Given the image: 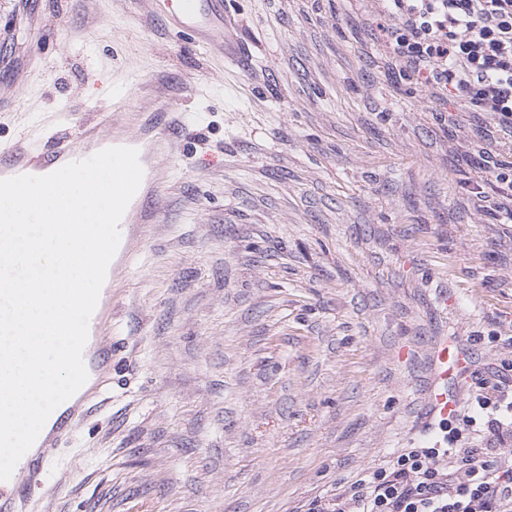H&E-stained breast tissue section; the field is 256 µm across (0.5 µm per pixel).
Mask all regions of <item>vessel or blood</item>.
I'll list each match as a JSON object with an SVG mask.
<instances>
[{
    "mask_svg": "<svg viewBox=\"0 0 512 512\" xmlns=\"http://www.w3.org/2000/svg\"><path fill=\"white\" fill-rule=\"evenodd\" d=\"M157 8L170 16L179 30L205 35L211 42L227 26L223 0H158ZM183 98L180 92L167 98L162 111L153 113L138 132L124 139L113 137L111 127L100 123L80 127L73 135L66 132L58 134L45 144L23 139L1 148L0 179L37 172L46 175L68 163L89 158L91 149L123 145L134 148L143 138L150 139L159 152L171 154L183 126ZM129 207V215L135 223L149 225L161 220L152 198L133 197ZM111 321L112 294L105 290L101 292L89 321V333L94 342L83 349L87 373L95 377L96 382L80 394L46 436L38 438L35 453L20 459L11 478L0 481V512H24L35 491L50 486L60 444L71 437L76 425L94 406L103 403L104 390L97 379L112 367V345L104 340L101 329ZM428 355L435 374L428 394L430 415L440 419L462 403L460 396L449 395L448 379L462 365L463 356L453 341L445 336L433 341Z\"/></svg>",
    "mask_w": 512,
    "mask_h": 512,
    "instance_id": "1",
    "label": "vessel or blood"
}]
</instances>
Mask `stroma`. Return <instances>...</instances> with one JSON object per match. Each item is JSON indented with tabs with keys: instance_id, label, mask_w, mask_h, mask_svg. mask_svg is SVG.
<instances>
[{
	"instance_id": "stroma-1",
	"label": "stroma",
	"mask_w": 512,
	"mask_h": 512,
	"mask_svg": "<svg viewBox=\"0 0 512 512\" xmlns=\"http://www.w3.org/2000/svg\"><path fill=\"white\" fill-rule=\"evenodd\" d=\"M151 2L0 0V144L136 130L131 75L186 97L167 219L112 265L108 399L26 512H307L421 442L437 337L449 391L512 378V223L466 186L512 141L400 76L377 0H224L235 63Z\"/></svg>"
}]
</instances>
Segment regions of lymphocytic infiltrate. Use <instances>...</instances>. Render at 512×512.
Segmentation results:
<instances>
[{"mask_svg": "<svg viewBox=\"0 0 512 512\" xmlns=\"http://www.w3.org/2000/svg\"><path fill=\"white\" fill-rule=\"evenodd\" d=\"M380 2L384 45L404 78L512 133V0ZM474 193L498 223L511 224L512 162L485 161ZM478 425L496 440L512 430V384L473 393L436 422L425 445L367 468L308 512H512V455L459 445Z\"/></svg>", "mask_w": 512, "mask_h": 512, "instance_id": "f902f5d3", "label": "lymphocytic infiltrate"}]
</instances>
